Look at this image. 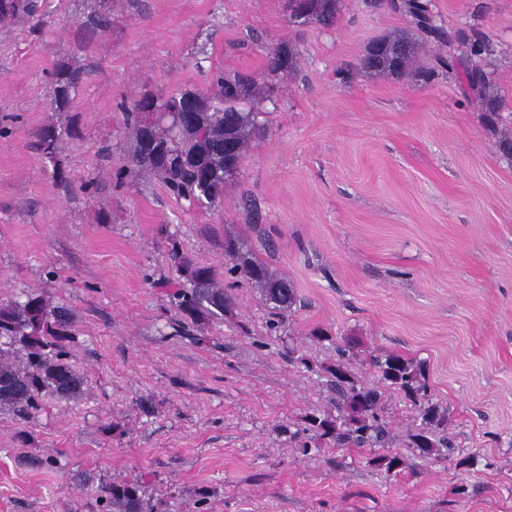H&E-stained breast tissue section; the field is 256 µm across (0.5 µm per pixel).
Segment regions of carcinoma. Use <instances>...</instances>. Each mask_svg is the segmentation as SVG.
I'll use <instances>...</instances> for the list:
<instances>
[{
    "mask_svg": "<svg viewBox=\"0 0 512 512\" xmlns=\"http://www.w3.org/2000/svg\"><path fill=\"white\" fill-rule=\"evenodd\" d=\"M289 20L323 28L336 24L341 0H286ZM402 8L416 21L418 31L429 41L452 48L450 58L439 59L442 67L450 60L466 63L468 86L482 90L491 81L487 59L490 44L477 38L460 36L451 40L433 12L432 0H402ZM41 12L38 0H0V25L32 22ZM418 44L400 35L370 43L359 59L360 68L402 78L413 67ZM201 88H175L166 93L147 92L131 104L121 103L122 128L126 144L124 165L116 173L115 186L139 181H155L187 209L209 211L224 202V187L237 177L243 156L264 127L259 117L265 114L256 103L252 75L227 74L221 67H204ZM297 65L295 51L279 44L278 52H267L266 69L271 74H287ZM54 85L55 110L70 111L83 83V75L65 61L49 71ZM68 129L45 126L36 133L37 149L52 160L58 141ZM220 249L230 261L227 274L237 275L260 290L263 300L283 319L297 307L292 282L265 262L243 253L241 243L224 236ZM164 252L176 278L168 284L169 299L178 313L171 328L175 335L192 327L224 321L235 308L234 296L218 279L217 270L186 251L175 235L164 240ZM74 314L64 305L54 304L35 292L22 300L0 302V408L13 411L25 420L44 409L51 399L69 400L83 393L84 379L68 361L72 343ZM359 342L342 337L336 344L338 361L328 370L336 414L311 416L303 432L309 442L303 452L328 440L338 448H386L390 430L383 420L382 395L375 388L358 383L344 365V359L358 354ZM379 381L399 390L417 407L421 424L409 434L412 447L426 457L441 454L464 465L463 450L442 436L448 417L433 402L432 388L421 364L395 352H381L370 358ZM99 512H151L138 481L114 483L99 488Z\"/></svg>",
    "mask_w": 512,
    "mask_h": 512,
    "instance_id": "obj_1",
    "label": "carcinoma"
}]
</instances>
